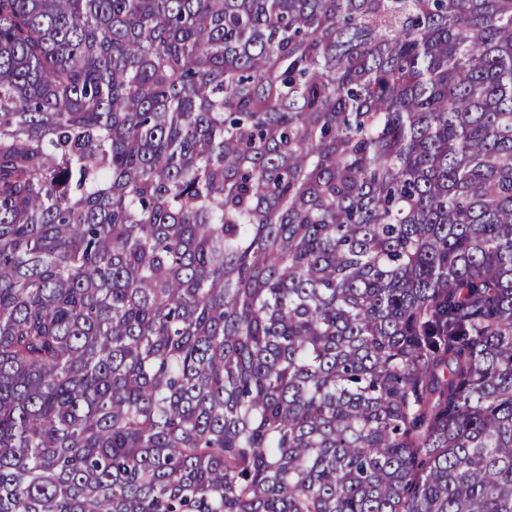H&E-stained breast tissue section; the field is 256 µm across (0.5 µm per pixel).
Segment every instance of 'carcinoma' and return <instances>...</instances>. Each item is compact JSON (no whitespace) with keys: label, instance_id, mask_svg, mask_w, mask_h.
Returning <instances> with one entry per match:
<instances>
[{"label":"carcinoma","instance_id":"obj_1","mask_svg":"<svg viewBox=\"0 0 512 512\" xmlns=\"http://www.w3.org/2000/svg\"><path fill=\"white\" fill-rule=\"evenodd\" d=\"M0 512H512V0H0Z\"/></svg>","mask_w":512,"mask_h":512}]
</instances>
